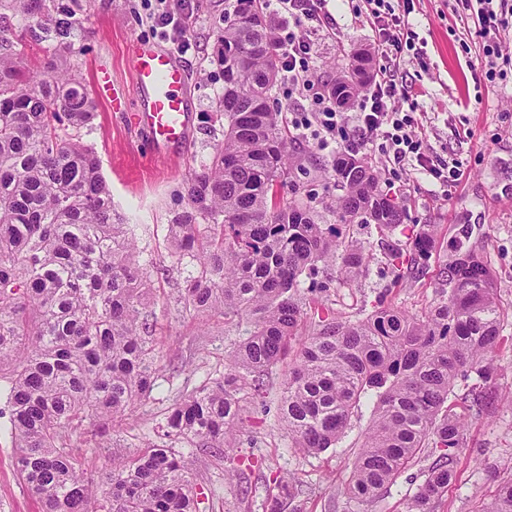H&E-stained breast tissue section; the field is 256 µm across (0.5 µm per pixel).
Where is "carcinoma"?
Masks as SVG:
<instances>
[{
  "mask_svg": "<svg viewBox=\"0 0 512 512\" xmlns=\"http://www.w3.org/2000/svg\"><path fill=\"white\" fill-rule=\"evenodd\" d=\"M264 13L263 0H240L219 18L214 63L224 52L249 60L224 86L210 121L224 141L186 184V207L168 225L174 254L196 273L180 300L199 314L244 321L224 375L173 404L160 444L94 476L67 441L117 426L148 402L160 349L147 308V273L134 259L127 225L93 148L75 131L89 125L96 103L72 70L67 52L85 37L82 0H0V417H8L16 466L43 512H196L203 489L192 480L187 443L221 454L243 424L241 394L264 401L269 373L292 348L304 322L312 332L283 381L280 414L294 447L321 453L345 434L353 410L375 398L372 419L347 491L369 499L429 451L435 459L407 512H435L454 479L463 417L448 405L458 378L476 375L461 398L463 412L482 415L495 402L499 378L492 353L500 340L495 283L484 259L460 241L440 272V301L422 317L380 307L339 321L313 280L318 264L357 277L369 256L331 224H319L284 199L291 167L289 136L279 121L280 55L268 20L248 28L239 17ZM20 18L21 30L13 33ZM45 45L42 69L30 70L19 46ZM366 58L352 65L351 104ZM258 93L261 112H232L237 90ZM345 190L332 212L342 224H372L389 235L405 218L363 156L339 153L331 165ZM436 244L433 229L408 247L389 243L393 269L425 274ZM269 512L302 494L281 478ZM481 512H512V479Z\"/></svg>",
  "mask_w": 512,
  "mask_h": 512,
  "instance_id": "carcinoma-1",
  "label": "carcinoma"
}]
</instances>
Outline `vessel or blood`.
Listing matches in <instances>:
<instances>
[{
  "label": "vessel or blood",
  "instance_id": "vessel-or-blood-1",
  "mask_svg": "<svg viewBox=\"0 0 512 512\" xmlns=\"http://www.w3.org/2000/svg\"><path fill=\"white\" fill-rule=\"evenodd\" d=\"M133 63L144 108L139 122L162 144L182 141L187 133V108L182 95L187 74L170 52L159 46L138 43Z\"/></svg>",
  "mask_w": 512,
  "mask_h": 512
}]
</instances>
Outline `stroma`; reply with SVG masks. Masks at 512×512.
I'll list each match as a JSON object with an SVG mask.
<instances>
[{
    "mask_svg": "<svg viewBox=\"0 0 512 512\" xmlns=\"http://www.w3.org/2000/svg\"><path fill=\"white\" fill-rule=\"evenodd\" d=\"M390 3L395 12H407L424 44L423 56L406 58L402 69L403 81L417 91V108L426 118L424 152L430 163L457 167L462 178L446 192L421 169L384 172L377 144L358 143L356 153L370 158L382 190L405 205L406 217L394 240L406 242L430 224L438 245L423 277L399 282L387 264L380 235L374 228L353 225L352 239L371 260L362 276L332 280L328 299L341 319L366 317L380 305L422 315L440 298L438 273L448 260L449 241L461 240L481 254L495 279L505 320L493 360L502 369L500 393L512 392V61L496 79H486L476 65L484 44L477 34L478 19L460 0H414L409 12L402 0ZM238 5L239 0H192L190 37L196 50L176 57L188 73L189 134L182 142L158 145L134 119L142 104L131 67L137 43L172 47L153 28L148 0H91L85 12L87 35L70 59L86 82L93 71L108 70L113 89L125 100L119 112L98 103L94 121L80 129L79 139L96 152L114 208L148 272L156 333L162 338L152 401L136 409L120 428L101 437L87 434L73 444L96 475L110 470L113 459L158 441L159 426L176 400L222 376L225 359L244 337L243 328L220 317L202 319L184 307L178 291L193 266L189 260H177L168 236L173 216L186 206V183L209 164L224 139L222 127L205 120L216 112L224 93V80L213 63L214 22ZM355 7L354 0H328L327 18L311 35L316 50L312 68L323 85L333 86L348 74L354 56L377 48L376 32L356 15ZM290 142L293 166L284 192L308 198L313 210L324 211L341 194L325 169L335 151L295 135ZM287 369L284 361L274 368L266 406H244L247 418L237 452L258 457V464L229 480L222 461L198 452L195 477L204 489L199 512H266L268 478L288 474L303 485L297 500L302 512H406L408 499L425 479L429 459L409 466L377 498H349L346 487L372 406L361 404L335 447L318 455L302 453L293 448L279 415ZM455 470L436 512H482L499 483L512 478V404L500 402L491 414L468 416ZM41 510V502L17 472L8 428L0 419V512Z\"/></svg>",
    "mask_w": 512,
    "mask_h": 512,
    "instance_id": "obj_1",
    "label": "stroma"
}]
</instances>
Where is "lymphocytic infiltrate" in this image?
<instances>
[{
    "label": "lymphocytic infiltrate",
    "mask_w": 512,
    "mask_h": 512,
    "mask_svg": "<svg viewBox=\"0 0 512 512\" xmlns=\"http://www.w3.org/2000/svg\"><path fill=\"white\" fill-rule=\"evenodd\" d=\"M170 0H158L160 8L150 16L153 26L176 43L181 52L192 49L188 35L189 16L173 8ZM363 15L376 31L379 43L374 72L366 93L355 96L353 116H344L334 96L318 90L310 67L314 44L309 29L320 25L325 14V0H266V7L280 26L279 54L282 58L281 84L289 93L311 96V108L301 113L294 128L305 140L321 146L350 137L378 142L386 163L405 170L412 166L426 168L441 184L452 187L461 179L457 168L429 164L423 150L422 129L413 110L406 104L413 98L411 90L400 84L403 54L416 48V33L408 21L391 11L387 0H363Z\"/></svg>",
    "instance_id": "1"
}]
</instances>
